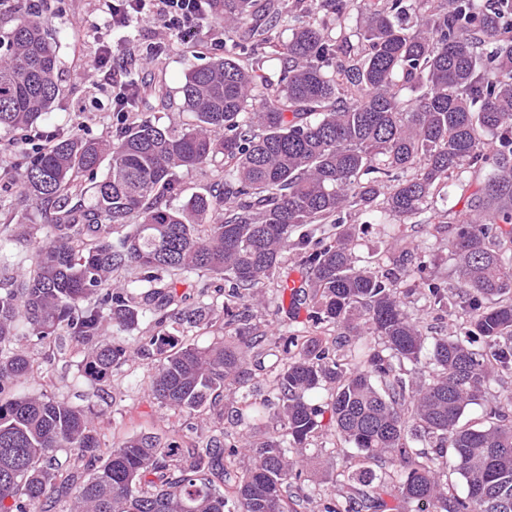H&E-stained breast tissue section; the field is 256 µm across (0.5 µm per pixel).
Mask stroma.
Here are the masks:
<instances>
[{
    "instance_id": "obj_1",
    "label": "stroma",
    "mask_w": 512,
    "mask_h": 512,
    "mask_svg": "<svg viewBox=\"0 0 512 512\" xmlns=\"http://www.w3.org/2000/svg\"><path fill=\"white\" fill-rule=\"evenodd\" d=\"M92 0H51L46 16L55 29L57 41L58 70L57 77L60 95L54 104V121L62 126H70L80 121L85 125L88 136L108 139L115 132L112 95L110 92L96 89L95 76L91 72L94 54L92 41H76L71 33L69 22L72 17L89 13ZM213 49L190 48L181 43H173L158 60L144 61L143 70L150 84L167 93H175L187 65H203L216 57ZM483 175L481 172L467 170L450 179L446 196L436 199L431 212L422 213L415 218L414 224H425L431 219L432 212L447 215L449 226L440 234L427 236L414 232V224L391 221L385 224H369L361 229L360 253L363 257L392 259L393 241L399 238L412 240L426 250L430 260L425 270H409L402 286L406 291L404 300L409 312L422 317L426 326L433 330L451 332L458 328L459 313H441L426 309L425 301L418 292L420 284L433 279L448 285H455L456 261L448 246L453 236L452 227L467 217V198L478 189ZM149 334L148 326L128 334L127 340L133 348L129 361L113 372L103 388L107 402V415L101 430L103 444L109 445L128 434L151 430L158 433L180 428L183 416L160 408L144 394L132 397L128 391L132 380H146L154 359L141 346ZM27 352L34 361L35 376L27 383L30 391H48L56 398L72 399L74 369L49 361L44 349L37 345H27Z\"/></svg>"
}]
</instances>
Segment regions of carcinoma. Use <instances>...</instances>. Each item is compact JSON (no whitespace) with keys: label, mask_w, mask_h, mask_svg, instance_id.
Returning <instances> with one entry per match:
<instances>
[{"label":"carcinoma","mask_w":512,"mask_h":512,"mask_svg":"<svg viewBox=\"0 0 512 512\" xmlns=\"http://www.w3.org/2000/svg\"><path fill=\"white\" fill-rule=\"evenodd\" d=\"M216 6L238 41L186 69L178 93L191 122L160 126L134 100L111 141L55 128L20 171L0 158L12 232L33 237L37 215L47 229L21 279L0 250V512H51L62 497L67 512H512V417L496 401L481 425L462 423L512 378V0H359L355 14L352 0ZM1 48L7 135L52 114L57 44L48 20L20 16ZM477 165L484 184L450 242L460 292L432 280L421 291L468 318L429 336L399 288L425 256L409 246L389 265L364 260L361 227L344 217L404 220ZM210 166L222 188L172 206L178 171ZM315 224L332 234L313 244L299 229ZM295 234L305 275L279 292L308 326L268 336L253 300ZM127 267L141 276L114 283ZM198 271L228 285L221 304L184 306L179 288ZM143 322L155 364L130 390L210 413L222 440L193 439L189 421L105 448L104 410L17 393L35 374L19 339L53 361L82 355L78 376L102 384L130 358L115 335ZM185 324L218 325L224 338L187 344ZM265 420L275 430L253 432ZM323 428L342 444L331 495L308 476Z\"/></svg>","instance_id":"carcinoma-1"}]
</instances>
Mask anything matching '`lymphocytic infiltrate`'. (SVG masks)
Returning <instances> with one entry per match:
<instances>
[{
    "label": "lymphocytic infiltrate",
    "instance_id": "lymphocytic-infiltrate-1",
    "mask_svg": "<svg viewBox=\"0 0 512 512\" xmlns=\"http://www.w3.org/2000/svg\"><path fill=\"white\" fill-rule=\"evenodd\" d=\"M97 6L107 16L104 25L91 26L87 17L80 16L73 28L80 35L94 29L98 44L94 64L116 102L124 99L130 88L126 83L127 50L112 42L115 30L157 23L171 37L202 49L224 43V22L216 12L215 0H97Z\"/></svg>",
    "mask_w": 512,
    "mask_h": 512
}]
</instances>
